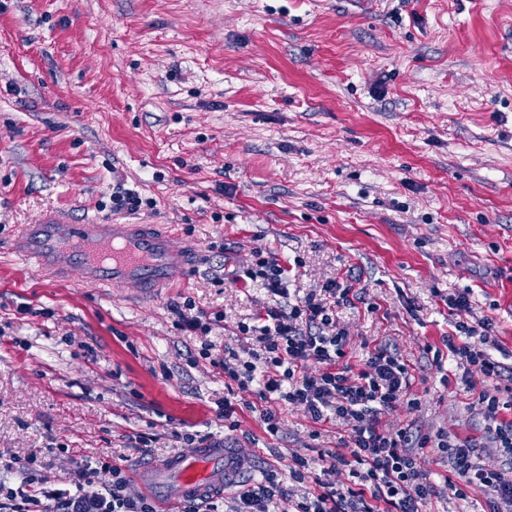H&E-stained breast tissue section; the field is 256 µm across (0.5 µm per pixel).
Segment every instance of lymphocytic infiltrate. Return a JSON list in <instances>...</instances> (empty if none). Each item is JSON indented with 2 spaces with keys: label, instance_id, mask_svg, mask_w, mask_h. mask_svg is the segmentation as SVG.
<instances>
[{
  "label": "lymphocytic infiltrate",
  "instance_id": "lymphocytic-infiltrate-1",
  "mask_svg": "<svg viewBox=\"0 0 512 512\" xmlns=\"http://www.w3.org/2000/svg\"><path fill=\"white\" fill-rule=\"evenodd\" d=\"M244 276L269 295L254 322L237 325L248 347L239 352L211 343L204 353L224 372L221 415L229 429L238 426V396L249 394L263 404L259 417L268 436L279 434V409L287 405L304 406L315 423L336 420L348 435L338 448L320 454L324 478L317 492L297 496L286 488L289 480L303 483L312 467L311 460L297 456L287 469L269 466L260 479L245 484L229 512H421L439 488L423 466L427 448L446 454L451 473L443 486L455 497L466 498L480 488L512 507V419L502 416L512 411V399L500 397L503 368L491 355L498 346L492 318L476 327L457 325L455 335L445 336L443 343L452 357L479 369L488 381L476 402L485 414L487 439L504 458L502 468L494 470L476 462L473 439L382 426V415L417 409L420 400L410 391L411 374L396 347L378 345L359 364L347 363L336 309L349 303L350 288L331 281L321 294L289 301L287 270L271 255H258ZM459 334L465 335L464 343L456 342ZM476 334L482 337L478 347L467 342ZM39 465L34 453L17 464L6 462V469H19L22 479L17 484L0 480V512H157L152 499L130 494L126 473L104 459L78 463L62 488L38 477ZM343 468L349 483L339 487L333 477Z\"/></svg>",
  "mask_w": 512,
  "mask_h": 512
}]
</instances>
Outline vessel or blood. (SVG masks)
I'll list each match as a JSON object with an SVG mask.
<instances>
[{"instance_id": "b4317fda", "label": "vessel or blood", "mask_w": 512, "mask_h": 512, "mask_svg": "<svg viewBox=\"0 0 512 512\" xmlns=\"http://www.w3.org/2000/svg\"><path fill=\"white\" fill-rule=\"evenodd\" d=\"M11 249L49 278L63 279L76 270L89 286H132L146 295L182 284L200 253L198 242L177 240L173 231L154 224L109 218L77 224L56 209L45 212L37 223L23 225ZM250 472L238 448L221 438L207 441L190 454L135 467L136 479L160 512L232 487Z\"/></svg>"}]
</instances>
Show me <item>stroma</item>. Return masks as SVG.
I'll use <instances>...</instances> for the list:
<instances>
[{"mask_svg": "<svg viewBox=\"0 0 512 512\" xmlns=\"http://www.w3.org/2000/svg\"><path fill=\"white\" fill-rule=\"evenodd\" d=\"M119 182L153 208L113 212ZM50 208L171 224L203 257L150 298L53 281L9 248ZM260 251L291 296L363 293L337 310L349 363L395 346L421 401L386 424L481 437L483 375L432 351L491 317L512 368V0H0V458L57 482L85 457L133 473L138 433L156 459L223 436L258 470L336 448L296 406L274 438L218 413L199 352L244 347L267 292L234 275ZM187 299L223 311L209 336L178 329Z\"/></svg>", "mask_w": 512, "mask_h": 512, "instance_id": "stroma-1", "label": "stroma"}]
</instances>
